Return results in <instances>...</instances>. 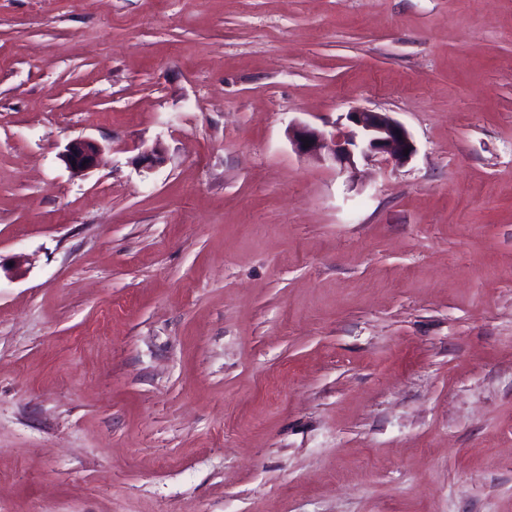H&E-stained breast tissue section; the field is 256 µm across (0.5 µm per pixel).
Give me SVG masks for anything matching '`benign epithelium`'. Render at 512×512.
I'll return each instance as SVG.
<instances>
[{
	"mask_svg": "<svg viewBox=\"0 0 512 512\" xmlns=\"http://www.w3.org/2000/svg\"><path fill=\"white\" fill-rule=\"evenodd\" d=\"M343 126L327 134L306 125L290 124L289 142L294 149L320 161H328L340 169H352L357 159L384 157L397 164H405L416 152V146L407 129L386 112L353 108L341 115ZM409 153H404V150ZM101 146L87 138L69 141L61 154L66 167L81 176L96 167ZM166 161L164 150L155 145L140 155L143 168L153 170Z\"/></svg>",
	"mask_w": 512,
	"mask_h": 512,
	"instance_id": "benign-epithelium-1",
	"label": "benign epithelium"
}]
</instances>
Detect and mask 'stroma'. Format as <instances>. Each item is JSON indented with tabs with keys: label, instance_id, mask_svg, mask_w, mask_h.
I'll use <instances>...</instances> for the list:
<instances>
[{
	"label": "stroma",
	"instance_id": "35a3bbf8",
	"mask_svg": "<svg viewBox=\"0 0 512 512\" xmlns=\"http://www.w3.org/2000/svg\"><path fill=\"white\" fill-rule=\"evenodd\" d=\"M0 512H512V0H0ZM343 120V126L329 135L306 125L289 124L288 140L298 153L328 161L341 170L354 168L358 158L374 156L405 164L416 152L407 129L386 112L352 108L341 115ZM404 149H409L408 155ZM100 154L101 146L96 141L76 138L65 145L61 157L73 175L81 176L96 167Z\"/></svg>",
	"mask_w": 512,
	"mask_h": 512
}]
</instances>
